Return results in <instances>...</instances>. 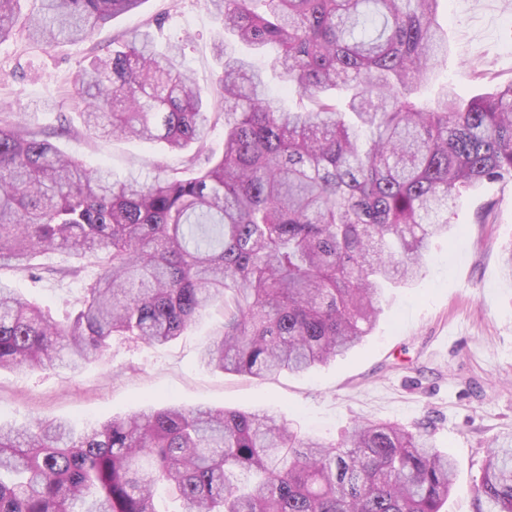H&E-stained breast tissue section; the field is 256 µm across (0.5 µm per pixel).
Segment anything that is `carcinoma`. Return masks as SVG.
Returning <instances> with one entry per match:
<instances>
[{
	"mask_svg": "<svg viewBox=\"0 0 512 512\" xmlns=\"http://www.w3.org/2000/svg\"><path fill=\"white\" fill-rule=\"evenodd\" d=\"M0 0V44L18 28L52 47L86 39L147 0ZM224 33L277 48L284 93L255 56L215 45L219 111L149 29L74 75L87 134L160 142L181 168L114 181L0 113V270L31 274L43 250L97 267L64 319L0 283V369L77 370L114 336L176 340L222 316L202 360L264 378L305 373L360 345L383 290L422 268L448 208L512 180V81L467 98L425 94L447 51L440 0H204ZM222 147L210 143L218 122ZM451 455L424 431L373 420L340 442L265 410L147 405L82 428L0 426V512H440ZM478 512H512V434L489 450Z\"/></svg>",
	"mask_w": 512,
	"mask_h": 512,
	"instance_id": "cac0c4a2",
	"label": "carcinoma"
}]
</instances>
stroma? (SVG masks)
<instances>
[{"label": "stroma", "mask_w": 512, "mask_h": 512, "mask_svg": "<svg viewBox=\"0 0 512 512\" xmlns=\"http://www.w3.org/2000/svg\"><path fill=\"white\" fill-rule=\"evenodd\" d=\"M157 18L165 21L161 42H181L185 66L209 87L222 24L202 0H147L80 44L44 50L22 33L1 44L0 110L22 113L64 153L88 167L106 165L117 178L179 167L180 155L161 144L85 135L73 84L92 56L120 49L125 33ZM438 20L448 32L438 82L470 97L512 81V0H442ZM448 222L453 230L432 240L422 276L388 289L364 345L335 362L263 379L207 367L200 354L222 326L212 310L163 346L113 339L101 359L75 373L1 370L0 423H98L168 401L271 408L298 431L332 442L361 419L410 429L427 422L435 445L456 463V488L442 512H477L486 450L512 433V280L502 270V247L512 241V182L491 180L464 193ZM35 262L42 278L5 270L0 282L63 315L83 293L82 281L55 274L73 257L46 252Z\"/></svg>", "instance_id": "obj_1"}]
</instances>
